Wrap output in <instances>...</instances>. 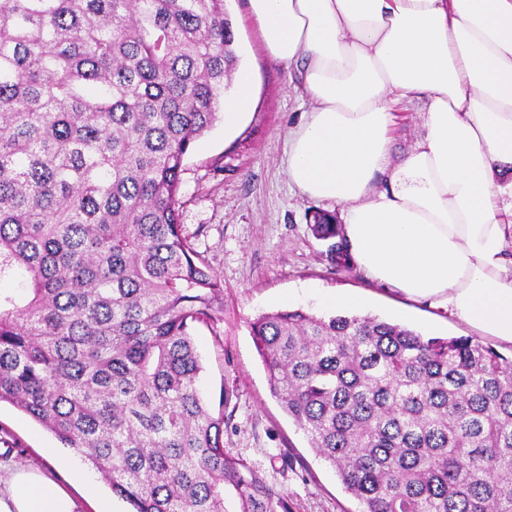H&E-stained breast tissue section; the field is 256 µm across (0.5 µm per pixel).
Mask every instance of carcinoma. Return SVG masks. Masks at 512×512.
<instances>
[{"mask_svg":"<svg viewBox=\"0 0 512 512\" xmlns=\"http://www.w3.org/2000/svg\"><path fill=\"white\" fill-rule=\"evenodd\" d=\"M224 0L0 4V402L134 512H288L224 452L195 322L224 282L182 235L192 143L238 56ZM312 229L337 234L336 216ZM271 394L362 512H512V357L377 316L251 323Z\"/></svg>","mask_w":512,"mask_h":512,"instance_id":"1","label":"carcinoma"}]
</instances>
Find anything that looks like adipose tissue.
<instances>
[{
	"instance_id": "adipose-tissue-1",
	"label": "adipose tissue",
	"mask_w": 512,
	"mask_h": 512,
	"mask_svg": "<svg viewBox=\"0 0 512 512\" xmlns=\"http://www.w3.org/2000/svg\"><path fill=\"white\" fill-rule=\"evenodd\" d=\"M268 54L312 108L288 175L347 207L370 280L512 344V0H248ZM423 100L422 134L390 163L392 105ZM387 175L377 189L375 179ZM0 512H76L36 469L0 473Z\"/></svg>"
}]
</instances>
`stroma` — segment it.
Returning a JSON list of instances; mask_svg holds the SVG:
<instances>
[{
  "instance_id": "1",
  "label": "stroma",
  "mask_w": 512,
  "mask_h": 512,
  "mask_svg": "<svg viewBox=\"0 0 512 512\" xmlns=\"http://www.w3.org/2000/svg\"><path fill=\"white\" fill-rule=\"evenodd\" d=\"M224 8L234 24L239 67L249 72L255 94L233 129L216 120L182 163L183 233L224 281L220 320L190 331L204 366L200 388L214 407L228 395L225 453L281 490L289 512H360L335 470L315 455L271 396L251 322L285 306L331 315L321 298L341 291L361 297L355 314L399 323L427 338L470 337L474 331L440 307L408 299L332 261V242L312 232V214L326 210L340 217L343 206L301 195L288 178V132L309 109L298 76L265 52L248 0H224ZM422 110L413 96L396 108L391 163L414 147ZM52 456L67 458V465L47 466ZM0 461L40 466L72 495L77 512H95L98 501L86 499L73 482L82 458L6 402L0 404Z\"/></svg>"
}]
</instances>
